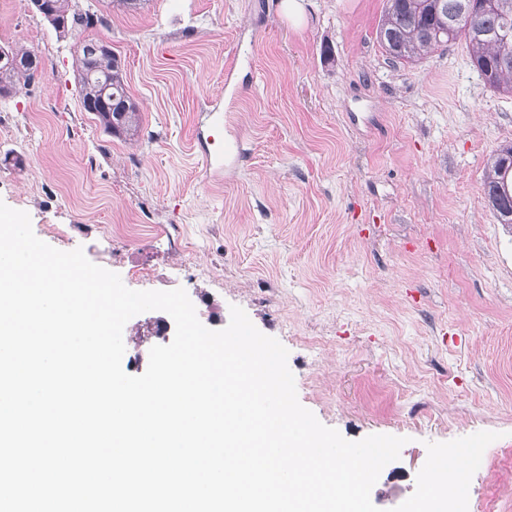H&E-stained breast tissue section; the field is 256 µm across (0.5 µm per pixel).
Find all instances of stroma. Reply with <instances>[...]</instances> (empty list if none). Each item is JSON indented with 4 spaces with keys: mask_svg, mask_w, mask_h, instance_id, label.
<instances>
[{
    "mask_svg": "<svg viewBox=\"0 0 512 512\" xmlns=\"http://www.w3.org/2000/svg\"><path fill=\"white\" fill-rule=\"evenodd\" d=\"M122 60L142 120L106 134L78 94V35L0 0V45L41 79L0 97V201L133 290L184 288L199 321L241 307L288 350L298 399L347 440L405 438L370 498L408 499L426 445L498 440L468 512H512V228L483 191L512 95L464 43L415 64L377 39L384 0H77ZM143 266L149 279L131 277ZM165 314L125 325L145 372Z\"/></svg>",
    "mask_w": 512,
    "mask_h": 512,
    "instance_id": "1",
    "label": "stroma"
}]
</instances>
